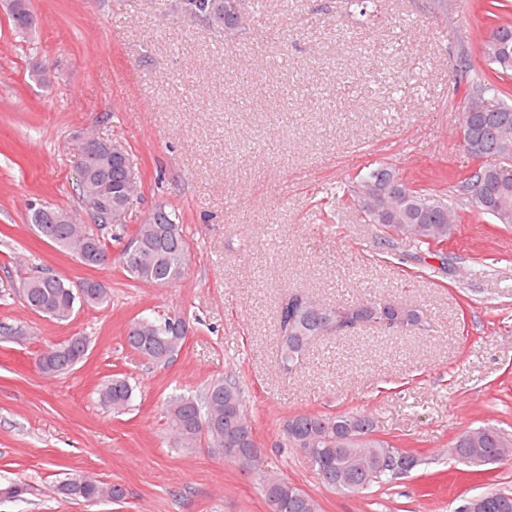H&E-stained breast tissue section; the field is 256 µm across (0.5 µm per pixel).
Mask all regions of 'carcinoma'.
<instances>
[{"instance_id": "1", "label": "carcinoma", "mask_w": 512, "mask_h": 512, "mask_svg": "<svg viewBox=\"0 0 512 512\" xmlns=\"http://www.w3.org/2000/svg\"><path fill=\"white\" fill-rule=\"evenodd\" d=\"M205 26L236 35L238 18L230 0H188ZM14 32L30 37L34 24L29 14L11 15ZM499 43L482 44L480 53L488 72L465 88L467 105L462 111V133L470 139L469 154L478 161L476 169L455 179L453 189L465 202L472 217H488L497 224H512V85L505 77L512 71V25L496 26ZM134 165L132 154L121 159L103 154L84 160L86 178L76 183L81 206L105 200L127 201L126 194L137 195L136 188L122 190L125 168ZM354 197L371 198L374 218L387 227L404 229L405 237L420 245L431 246L448 239V224L458 216L457 208L431 188L425 175L405 178L393 167L380 163L362 175ZM154 220L139 224L121 251L119 262L131 279L164 286L183 277L188 266V242L179 216L158 206ZM28 221L40 236L61 250L76 253L92 240L98 251L108 250L106 243L88 224H80L71 212L47 203L33 205ZM18 292L26 308L40 316L68 320L76 305L104 308L111 294L103 285L88 281L75 288L54 274L23 278ZM400 317L396 328L415 331L425 325V316L417 308L389 299L364 298L336 304L309 303V295L287 291L278 310L279 363L285 373L301 365L312 343L325 335L338 321L359 326H377L387 317ZM181 317L162 321L148 317L135 319L141 331L126 336L128 346L155 364L169 362L182 348L185 338L174 334L172 323ZM88 352L84 336H72L51 343L40 353L39 371L46 376L69 373ZM134 388L117 375L99 385L100 403L120 413L131 404ZM163 417L169 442L177 448H224L237 443L250 448L255 438L244 407L243 392L236 382L215 379L200 393L175 394L164 403ZM371 416L364 412L342 414L301 413L282 423V447L299 452L326 487L343 494L360 493L375 483L390 481L417 465L414 456L401 452L392 443L374 436ZM500 430L492 425L471 428L453 443L450 455L457 462L480 467L503 460L512 454L500 441ZM245 469L256 472L265 502L274 512H322L319 501L281 472L260 461L244 460ZM61 494L88 502L118 500L121 487L85 478L75 486L68 479L60 485ZM471 508L460 512H512V492L493 491L468 501Z\"/></svg>"}]
</instances>
